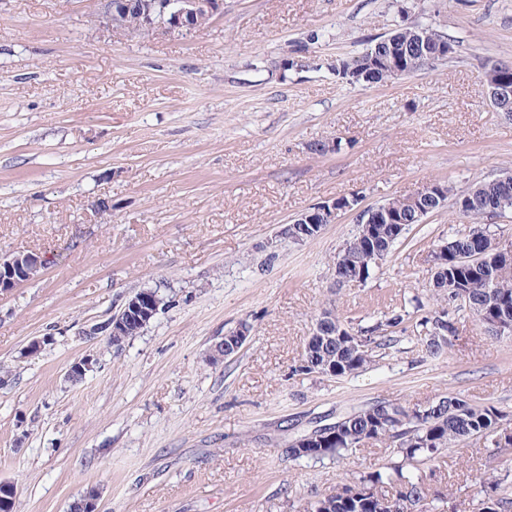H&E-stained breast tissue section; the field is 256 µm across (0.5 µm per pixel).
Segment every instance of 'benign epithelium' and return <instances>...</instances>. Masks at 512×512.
<instances>
[{"instance_id": "benign-epithelium-1", "label": "benign epithelium", "mask_w": 512, "mask_h": 512, "mask_svg": "<svg viewBox=\"0 0 512 512\" xmlns=\"http://www.w3.org/2000/svg\"><path fill=\"white\" fill-rule=\"evenodd\" d=\"M224 11V0H165L157 13L144 9L138 0H105L103 18L113 30H124L133 34L161 33L169 36H184L203 28L215 15ZM413 50L426 67L431 68L448 54V46H437L419 38ZM400 50L392 46L385 56L376 50L371 58L355 65L360 69L367 65L387 68L391 75L400 77L409 74L400 60ZM501 65H488L484 93L497 112L512 116V84L497 80ZM448 193L436 185H426L403 196L404 207L398 209L390 204L367 208L359 207L356 196L336 198L318 203L299 214L292 224L323 225L336 220L340 212L355 214L358 224H403L405 217L418 221L433 209L447 204ZM44 268V259L36 253H19L11 257H0V295L35 279ZM161 299L156 294L137 291L129 296L117 313L100 326L85 332L92 336L100 332L108 336H128L149 323L159 310ZM250 335L249 327L239 326L226 342L211 349V357L224 358L230 351L239 350ZM315 336L336 335V313L326 310L316 323Z\"/></svg>"}]
</instances>
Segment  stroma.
Wrapping results in <instances>:
<instances>
[{
	"instance_id": "1",
	"label": "stroma",
	"mask_w": 512,
	"mask_h": 512,
	"mask_svg": "<svg viewBox=\"0 0 512 512\" xmlns=\"http://www.w3.org/2000/svg\"><path fill=\"white\" fill-rule=\"evenodd\" d=\"M102 7L0 0V256L46 261L0 296V480L18 512H71L90 487L100 512H303L392 457L289 456L351 408L453 393L512 412V336L470 315L437 359L408 331L358 378L298 372L323 310L368 327L415 297L436 309L433 245L469 229L454 205L343 286L354 213L306 242L282 233L341 196L365 208L512 171V118L484 95L487 64L512 65V0H224L183 37L113 31ZM408 22L446 35L452 57L373 86L331 70ZM296 50L312 68H281ZM144 288L165 304L140 334L86 337ZM243 322L238 354L213 361ZM421 472L445 512H479L486 480H512V448L462 444Z\"/></svg>"
}]
</instances>
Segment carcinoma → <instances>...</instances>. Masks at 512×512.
<instances>
[{"label":"carcinoma","instance_id":"carcinoma-1","mask_svg":"<svg viewBox=\"0 0 512 512\" xmlns=\"http://www.w3.org/2000/svg\"><path fill=\"white\" fill-rule=\"evenodd\" d=\"M339 77L354 85L389 80L379 70L358 79L346 73ZM479 186L482 201L460 214L470 224L468 232L439 245L448 259V287L437 289L438 300L445 306L420 317L423 304L417 300L413 310H393L366 330L338 319V335L304 351L311 360L303 362L298 372L354 379L370 367L378 352L391 348L397 341L395 333H404L410 327L421 337L425 357L436 359L445 352L448 342L431 341L430 335L435 330L453 333L454 317L460 313H471L479 320L494 315L512 323V257L508 255L512 243L507 248L499 246L490 226L484 223L489 203L501 201L504 208L512 209V179L487 180ZM390 228L389 224H359L344 245V249L366 260L367 277L391 255L409 225H403L394 238ZM472 253L484 254L486 261L477 266L462 265L460 259ZM507 429L512 430V414L458 394L423 407L378 400L346 412L328 433L313 429L296 437L289 444V453L296 460L323 465L327 461L337 463L376 441L393 449L397 456L395 461L359 473L336 491L316 497L306 512H405L419 506L429 510L433 502L428 500L420 466L441 458L448 448L471 439L492 440ZM480 512H512V498L502 482H488Z\"/></svg>","mask_w":512,"mask_h":512}]
</instances>
